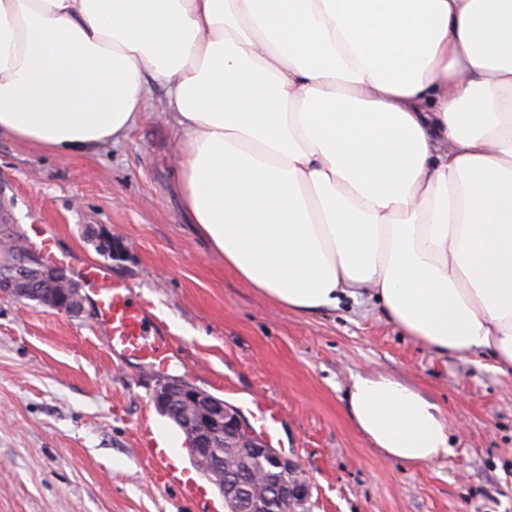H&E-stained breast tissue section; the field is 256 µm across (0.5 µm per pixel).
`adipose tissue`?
<instances>
[{"label": "adipose tissue", "mask_w": 512, "mask_h": 512, "mask_svg": "<svg viewBox=\"0 0 512 512\" xmlns=\"http://www.w3.org/2000/svg\"><path fill=\"white\" fill-rule=\"evenodd\" d=\"M198 234L273 304L375 300L439 355L512 374V0H0V132L61 156L152 84ZM387 458L452 451L441 406L357 374Z\"/></svg>", "instance_id": "obj_1"}]
</instances>
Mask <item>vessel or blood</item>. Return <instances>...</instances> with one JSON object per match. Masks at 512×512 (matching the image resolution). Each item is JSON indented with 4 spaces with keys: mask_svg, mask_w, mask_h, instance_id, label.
Wrapping results in <instances>:
<instances>
[{
    "mask_svg": "<svg viewBox=\"0 0 512 512\" xmlns=\"http://www.w3.org/2000/svg\"><path fill=\"white\" fill-rule=\"evenodd\" d=\"M78 280L94 303L96 321L110 353L121 360L147 365L155 375H165L174 358L173 344L153 327L147 305L135 301L130 288L113 279L103 267H83ZM248 412L262 435L272 441L278 438L282 423L278 405L254 400ZM137 445L151 463L160 487L200 505L201 512H228L226 505L210 499L206 487L182 465L177 453L148 422H141L137 428Z\"/></svg>",
    "mask_w": 512,
    "mask_h": 512,
    "instance_id": "vessel-or-blood-1",
    "label": "vessel or blood"
}]
</instances>
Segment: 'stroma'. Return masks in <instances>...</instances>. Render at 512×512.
I'll list each match as a JSON object with an SVG mask.
<instances>
[{
    "instance_id": "stroma-1",
    "label": "stroma",
    "mask_w": 512,
    "mask_h": 512,
    "mask_svg": "<svg viewBox=\"0 0 512 512\" xmlns=\"http://www.w3.org/2000/svg\"><path fill=\"white\" fill-rule=\"evenodd\" d=\"M164 100L153 86L127 137L68 157L0 132V222L30 238L52 232L68 277L103 263L130 285L177 344L169 377L232 406L242 393L278 402L310 512H512V377L488 356L434 354L377 302L300 314L248 287L184 208ZM365 372L438 401L452 454L408 465L373 448L345 411L352 375ZM156 384L145 366L110 357L92 302L72 316L0 296V512H198L155 483L137 450L146 420L192 464L154 404Z\"/></svg>"
}]
</instances>
